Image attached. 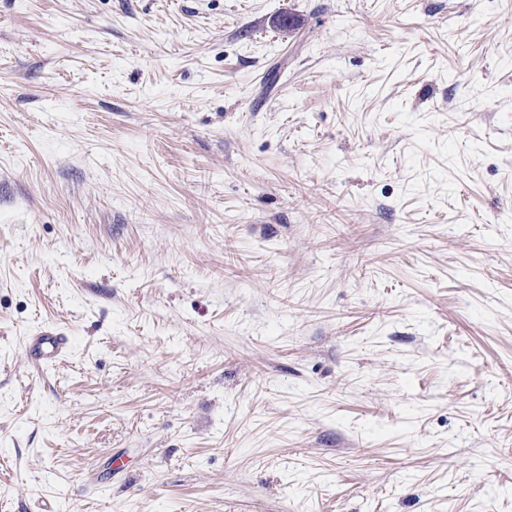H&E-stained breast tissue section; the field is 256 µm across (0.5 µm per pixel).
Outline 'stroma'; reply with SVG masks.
<instances>
[{
	"label": "stroma",
	"mask_w": 512,
	"mask_h": 512,
	"mask_svg": "<svg viewBox=\"0 0 512 512\" xmlns=\"http://www.w3.org/2000/svg\"><path fill=\"white\" fill-rule=\"evenodd\" d=\"M46 504L512 512V0H0V512ZM69 348V336L53 324L39 328L32 336H28L25 355L35 366L51 363L62 356Z\"/></svg>",
	"instance_id": "1"
}]
</instances>
